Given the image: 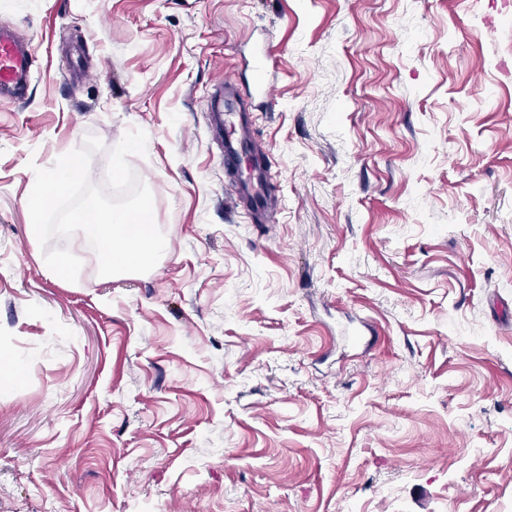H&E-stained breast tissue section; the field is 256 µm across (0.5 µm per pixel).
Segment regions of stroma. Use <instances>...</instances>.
Masks as SVG:
<instances>
[{
	"label": "stroma",
	"instance_id": "35a3bbf8",
	"mask_svg": "<svg viewBox=\"0 0 512 512\" xmlns=\"http://www.w3.org/2000/svg\"><path fill=\"white\" fill-rule=\"evenodd\" d=\"M0 512H512V0H0ZM82 46L81 77L71 51ZM266 56L274 101L253 89ZM247 102L275 223L206 120ZM167 253L31 232L131 128ZM34 62L30 46L22 42L14 31L0 29V92H18L31 74Z\"/></svg>",
	"mask_w": 512,
	"mask_h": 512
}]
</instances>
